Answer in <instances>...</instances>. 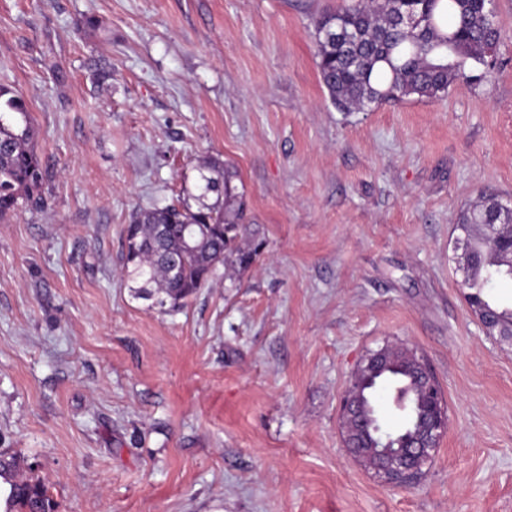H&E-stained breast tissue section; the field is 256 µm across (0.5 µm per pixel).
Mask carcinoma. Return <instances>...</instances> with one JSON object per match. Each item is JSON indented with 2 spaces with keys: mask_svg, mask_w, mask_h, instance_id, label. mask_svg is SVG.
I'll use <instances>...</instances> for the list:
<instances>
[{
  "mask_svg": "<svg viewBox=\"0 0 512 512\" xmlns=\"http://www.w3.org/2000/svg\"><path fill=\"white\" fill-rule=\"evenodd\" d=\"M424 17L418 28L401 20L404 5L398 0H354L345 9L323 15L315 38L320 80L337 110L366 111L409 96L437 98L464 75L465 66L483 65L485 50L499 46L501 32L490 0H412ZM0 218L14 212L19 200L35 201L46 173L32 146L33 128L24 101L0 88ZM235 174L212 159L197 168V203L138 211L126 225L127 252L123 277L136 296L162 295L159 304L179 307L203 287L217 265L247 268L260 244L249 241L241 223L243 208L231 219L224 205L236 201ZM216 196L209 202V196ZM504 219L493 197L485 196L459 214L457 229L464 234L473 262L466 276L465 299L486 327L512 342V307L488 299L484 288L508 277L501 269L496 244L479 228ZM393 367L375 381L386 380L397 402L407 411L406 422L392 431L399 440L411 438L430 416L427 396L410 373L413 361L403 349L389 354ZM0 478L9 483L6 512H51L44 486L23 473L20 460L0 453Z\"/></svg>",
  "mask_w": 512,
  "mask_h": 512,
  "instance_id": "cac0c4a2",
  "label": "carcinoma"
}]
</instances>
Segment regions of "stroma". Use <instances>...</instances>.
<instances>
[{
    "instance_id": "obj_1",
    "label": "stroma",
    "mask_w": 512,
    "mask_h": 512,
    "mask_svg": "<svg viewBox=\"0 0 512 512\" xmlns=\"http://www.w3.org/2000/svg\"><path fill=\"white\" fill-rule=\"evenodd\" d=\"M351 0H0V86L47 177L0 219V451L55 512H512V344L464 300L460 212L512 202V0L492 67L341 112L323 13ZM232 166L264 247L178 309L124 228ZM424 356L448 430L415 486L347 452L368 351ZM363 363L361 362L357 366L354 372V376L351 378L350 386L342 399L341 412L344 422V433L346 437L351 432L353 426L359 421L360 417V408L357 394L360 390V369Z\"/></svg>"
}]
</instances>
